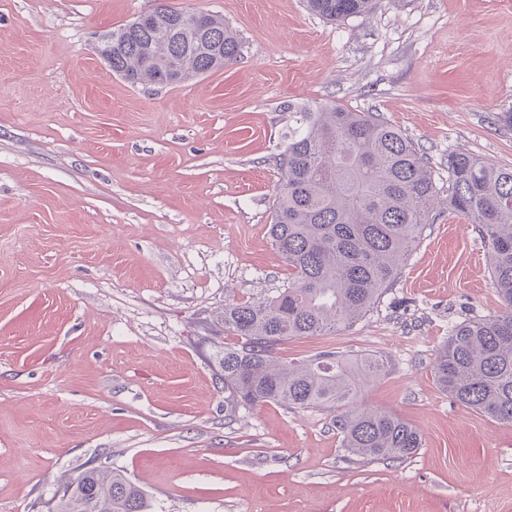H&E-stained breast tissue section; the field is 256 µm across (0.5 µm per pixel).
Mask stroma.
Wrapping results in <instances>:
<instances>
[{
    "mask_svg": "<svg viewBox=\"0 0 512 512\" xmlns=\"http://www.w3.org/2000/svg\"><path fill=\"white\" fill-rule=\"evenodd\" d=\"M223 17L241 58L133 85L98 36L153 0H0V512H49L100 464L155 512H512V424L436 382L454 327L507 312L488 246L437 208L373 312L279 357L377 356L363 401L415 427L401 460L344 447L327 408L224 409L226 303L275 294L276 160L295 110L377 112L448 156L512 166V0H378L329 23L304 0H168Z\"/></svg>",
    "mask_w": 512,
    "mask_h": 512,
    "instance_id": "stroma-1",
    "label": "stroma"
}]
</instances>
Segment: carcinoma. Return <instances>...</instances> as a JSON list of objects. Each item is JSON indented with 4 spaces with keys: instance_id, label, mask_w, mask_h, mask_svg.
<instances>
[{
    "instance_id": "carcinoma-1",
    "label": "carcinoma",
    "mask_w": 512,
    "mask_h": 512,
    "mask_svg": "<svg viewBox=\"0 0 512 512\" xmlns=\"http://www.w3.org/2000/svg\"><path fill=\"white\" fill-rule=\"evenodd\" d=\"M329 22L373 10L376 0H306ZM155 0L147 21L99 38L112 73L133 85H177L237 61L242 43L224 18ZM270 235L288 265V285L271 297L224 305L219 352L224 408L267 402L329 407L344 447L366 460L402 459L421 447L400 417L362 403V389L384 361H349L323 352L305 362L276 356L294 337L352 327L373 311L397 278L406 252L438 203L431 168L414 142L376 112L338 106L297 111L296 128L278 157ZM448 211L477 225L489 247L492 284L512 308V167L465 153L448 156ZM435 377L457 402L512 423V311L455 327L435 362ZM144 492L112 469H87L69 480L54 512H150Z\"/></svg>"
}]
</instances>
